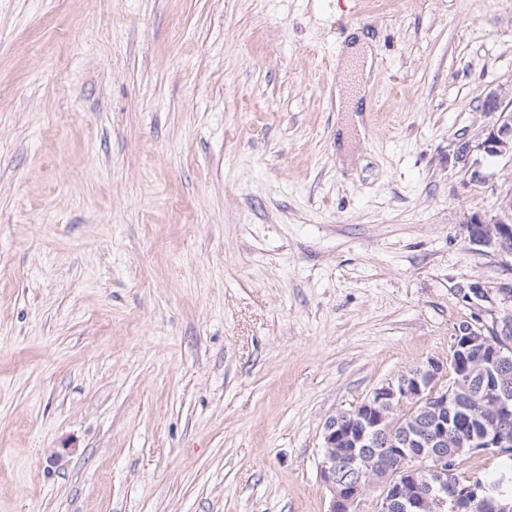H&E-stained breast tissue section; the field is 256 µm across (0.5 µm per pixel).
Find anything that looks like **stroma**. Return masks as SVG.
<instances>
[{
    "mask_svg": "<svg viewBox=\"0 0 512 512\" xmlns=\"http://www.w3.org/2000/svg\"><path fill=\"white\" fill-rule=\"evenodd\" d=\"M494 90L512 0H0V512H327V418L512 315ZM507 98L505 93L493 92L484 100L481 110L487 114H498L496 124L483 142L475 146L465 143L457 151V160L472 182L486 181L483 165L478 158H473L474 152H480L484 157L507 154L512 157V103L510 99L506 103ZM466 231L473 244L494 248L503 257L512 258V197L503 207V216L486 221L475 214Z\"/></svg>",
    "mask_w": 512,
    "mask_h": 512,
    "instance_id": "35a3bbf8",
    "label": "stroma"
}]
</instances>
